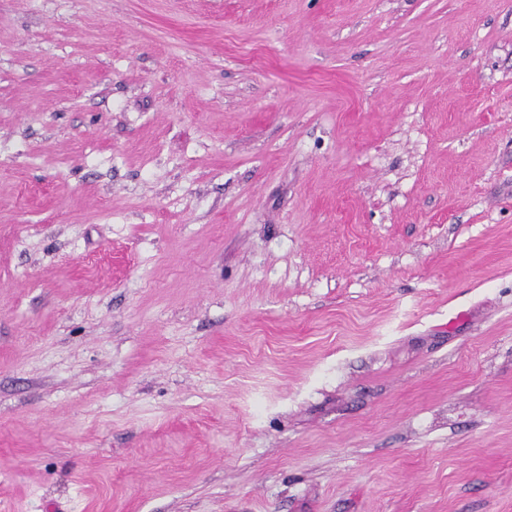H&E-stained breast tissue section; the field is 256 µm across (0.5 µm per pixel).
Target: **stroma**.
<instances>
[{
  "label": "stroma",
  "instance_id": "1",
  "mask_svg": "<svg viewBox=\"0 0 512 512\" xmlns=\"http://www.w3.org/2000/svg\"><path fill=\"white\" fill-rule=\"evenodd\" d=\"M0 512H512V0H0Z\"/></svg>",
  "mask_w": 512,
  "mask_h": 512
}]
</instances>
